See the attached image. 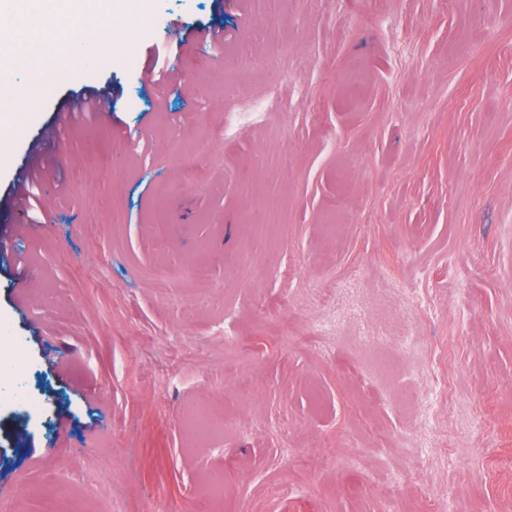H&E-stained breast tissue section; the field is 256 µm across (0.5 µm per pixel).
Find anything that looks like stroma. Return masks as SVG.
<instances>
[{"label":"stroma","instance_id":"obj_1","mask_svg":"<svg viewBox=\"0 0 512 512\" xmlns=\"http://www.w3.org/2000/svg\"><path fill=\"white\" fill-rule=\"evenodd\" d=\"M18 12L11 82L34 43L58 79L0 121V230L41 155L9 512H512V0H114L121 54L73 65L89 18Z\"/></svg>","mask_w":512,"mask_h":512}]
</instances>
